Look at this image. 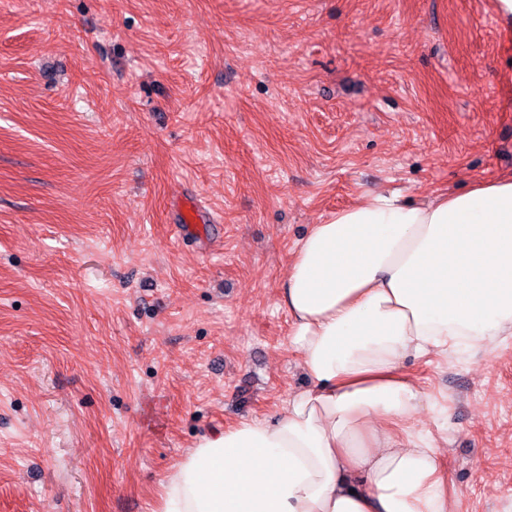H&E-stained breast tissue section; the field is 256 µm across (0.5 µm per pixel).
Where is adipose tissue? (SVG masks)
<instances>
[{
  "mask_svg": "<svg viewBox=\"0 0 512 512\" xmlns=\"http://www.w3.org/2000/svg\"><path fill=\"white\" fill-rule=\"evenodd\" d=\"M281 303L310 380L281 415L211 433L160 512H457L407 359L512 338V175L420 202L364 192L293 250Z\"/></svg>",
  "mask_w": 512,
  "mask_h": 512,
  "instance_id": "1",
  "label": "adipose tissue"
}]
</instances>
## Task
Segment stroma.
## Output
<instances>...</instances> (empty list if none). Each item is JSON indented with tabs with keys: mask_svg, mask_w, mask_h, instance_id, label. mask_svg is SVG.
<instances>
[{
	"mask_svg": "<svg viewBox=\"0 0 512 512\" xmlns=\"http://www.w3.org/2000/svg\"><path fill=\"white\" fill-rule=\"evenodd\" d=\"M511 174L494 0H0V512H158L308 387L278 301L311 225ZM191 199L222 224L181 236ZM405 367L460 512H512V341Z\"/></svg>",
	"mask_w": 512,
	"mask_h": 512,
	"instance_id": "1",
	"label": "stroma"
}]
</instances>
